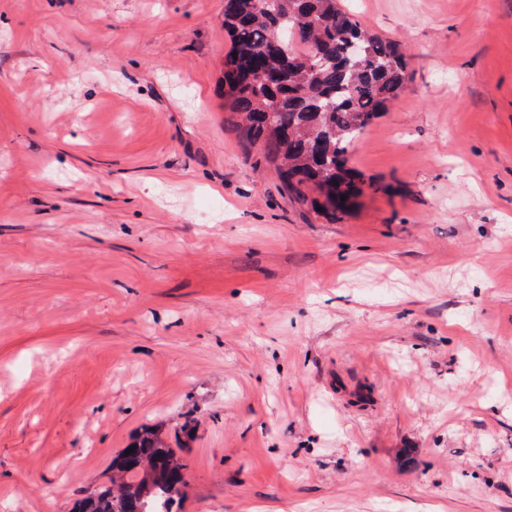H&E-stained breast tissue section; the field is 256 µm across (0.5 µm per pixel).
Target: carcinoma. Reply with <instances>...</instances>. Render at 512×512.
Returning a JSON list of instances; mask_svg holds the SVG:
<instances>
[{"label": "carcinoma", "mask_w": 512, "mask_h": 512, "mask_svg": "<svg viewBox=\"0 0 512 512\" xmlns=\"http://www.w3.org/2000/svg\"><path fill=\"white\" fill-rule=\"evenodd\" d=\"M223 86L245 147L258 145L298 200L323 198L331 217L362 193L348 153L409 74L391 41L365 30L337 0H224ZM346 200H341L342 196ZM132 453L112 459V478L75 512H174L185 496V463L146 429Z\"/></svg>", "instance_id": "cac0c4a2"}]
</instances>
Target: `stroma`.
Segmentation results:
<instances>
[{
  "label": "stroma",
  "instance_id": "obj_1",
  "mask_svg": "<svg viewBox=\"0 0 512 512\" xmlns=\"http://www.w3.org/2000/svg\"><path fill=\"white\" fill-rule=\"evenodd\" d=\"M339 4L410 79L335 221L225 124L224 0H0V512L147 426L183 512H512V0Z\"/></svg>",
  "mask_w": 512,
  "mask_h": 512
}]
</instances>
